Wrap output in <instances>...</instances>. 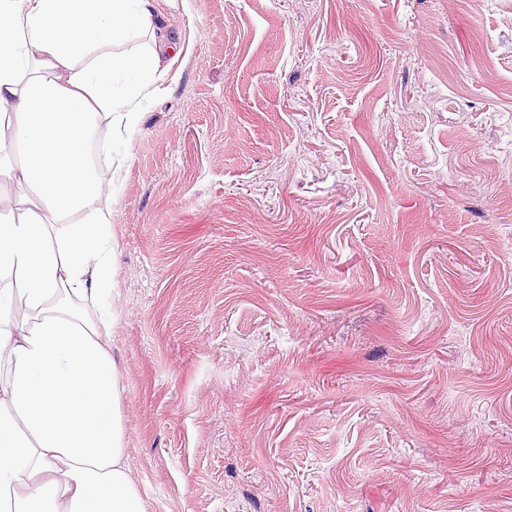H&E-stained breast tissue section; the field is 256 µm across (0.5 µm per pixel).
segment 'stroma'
I'll list each match as a JSON object with an SVG mask.
<instances>
[{
	"label": "stroma",
	"mask_w": 512,
	"mask_h": 512,
	"mask_svg": "<svg viewBox=\"0 0 512 512\" xmlns=\"http://www.w3.org/2000/svg\"><path fill=\"white\" fill-rule=\"evenodd\" d=\"M112 200L148 512H512V0H158Z\"/></svg>",
	"instance_id": "35a3bbf8"
}]
</instances>
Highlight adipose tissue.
Masks as SVG:
<instances>
[{
  "instance_id": "adipose-tissue-1",
  "label": "adipose tissue",
  "mask_w": 512,
  "mask_h": 512,
  "mask_svg": "<svg viewBox=\"0 0 512 512\" xmlns=\"http://www.w3.org/2000/svg\"><path fill=\"white\" fill-rule=\"evenodd\" d=\"M142 49L126 50L134 37ZM173 43L152 0H0V512H147L112 359V198Z\"/></svg>"
}]
</instances>
